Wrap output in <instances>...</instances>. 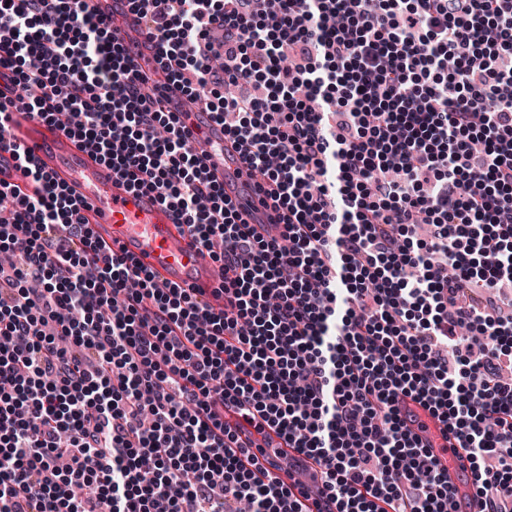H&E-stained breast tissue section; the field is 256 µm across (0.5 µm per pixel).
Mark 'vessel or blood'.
I'll return each instance as SVG.
<instances>
[{
	"mask_svg": "<svg viewBox=\"0 0 512 512\" xmlns=\"http://www.w3.org/2000/svg\"><path fill=\"white\" fill-rule=\"evenodd\" d=\"M84 3L104 15L120 35L135 31L134 16L122 0ZM14 125L21 130V142L31 150L36 165L86 204L85 215L99 243L112 246L145 269L155 283L194 289L202 301L216 305L213 291L219 280L211 253L197 243L188 227L178 222L156 194L133 189L111 164L100 160L93 148L59 127L32 119L25 103L16 104ZM208 137L204 162L212 178L223 184L241 222L258 235L273 233L276 212L271 200L254 195L256 180L247 175L240 148L225 139L219 125L210 126ZM400 405L417 412V419L409 427L421 447L430 449L447 473L456 512H475L473 490L462 473L460 442L449 436L445 422L419 409L410 398H401Z\"/></svg>",
	"mask_w": 512,
	"mask_h": 512,
	"instance_id": "vessel-or-blood-1",
	"label": "vessel or blood"
}]
</instances>
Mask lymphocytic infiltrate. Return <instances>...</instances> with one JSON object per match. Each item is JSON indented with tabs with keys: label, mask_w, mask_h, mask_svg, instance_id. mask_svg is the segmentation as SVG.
<instances>
[{
	"label": "lymphocytic infiltrate",
	"mask_w": 512,
	"mask_h": 512,
	"mask_svg": "<svg viewBox=\"0 0 512 512\" xmlns=\"http://www.w3.org/2000/svg\"><path fill=\"white\" fill-rule=\"evenodd\" d=\"M152 82L81 0H0V122L26 101L224 246L221 307L103 251L0 136L31 195L0 216V512H300L225 403L261 413L337 512H449L399 394L465 444L476 512H512V0H128ZM208 104L273 188L238 223L169 91ZM428 236L414 239L415 225ZM497 457V470L481 469Z\"/></svg>",
	"instance_id": "f902f5d3"
}]
</instances>
